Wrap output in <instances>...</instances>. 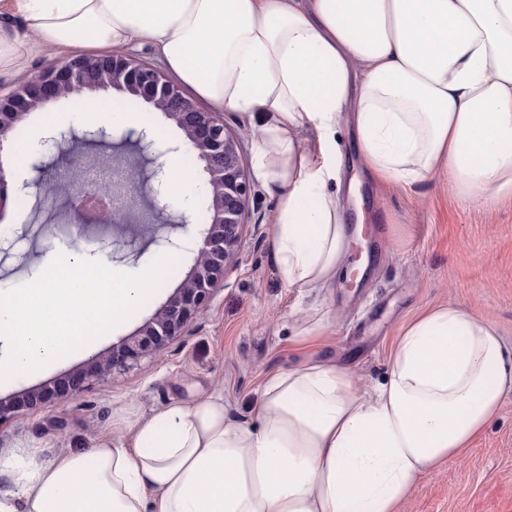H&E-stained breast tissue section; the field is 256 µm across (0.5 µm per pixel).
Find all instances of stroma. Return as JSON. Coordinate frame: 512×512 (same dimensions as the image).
<instances>
[{
    "label": "stroma",
    "mask_w": 512,
    "mask_h": 512,
    "mask_svg": "<svg viewBox=\"0 0 512 512\" xmlns=\"http://www.w3.org/2000/svg\"><path fill=\"white\" fill-rule=\"evenodd\" d=\"M336 141L345 161L341 179L353 184L342 195L347 221L374 228L372 236L349 243L353 272L326 290L288 287L272 247L279 199L254 180L239 256L226 265L223 283L184 335L135 369L92 382L77 397L20 409L0 424V458L12 459L23 474L61 454L90 451L104 438L121 445L129 425L215 390L223 393L231 416L248 423L268 375L309 356L350 370L361 383H375L402 325L448 303L489 320L512 347V198L476 206L451 194L439 176L381 185L364 172L350 127L341 126ZM188 210L191 222L182 228L158 213L147 224H51L45 211L29 215L11 201L0 212V229L19 227L30 217L39 230L20 240L14 257L0 265V290L31 282L44 260L60 253L106 258L114 271L139 272L157 253L153 237H183L208 224L203 200L191 201ZM130 237L140 242L138 258L113 257L109 243ZM192 264V253L180 252L175 273L151 304L93 346L0 385V398L53 385L91 355L134 336ZM322 315L329 316L332 335L298 343L297 332ZM399 512H512V392L470 448L426 474Z\"/></svg>",
    "instance_id": "35a3bbf8"
}]
</instances>
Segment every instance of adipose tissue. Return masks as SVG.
<instances>
[{
    "instance_id": "obj_1",
    "label": "adipose tissue",
    "mask_w": 512,
    "mask_h": 512,
    "mask_svg": "<svg viewBox=\"0 0 512 512\" xmlns=\"http://www.w3.org/2000/svg\"><path fill=\"white\" fill-rule=\"evenodd\" d=\"M133 42L212 111L262 114L254 167L280 199L289 287H329L345 266L340 124L376 181L512 197V0H0V70ZM165 167L170 199L200 193L183 156ZM511 391L512 348L448 304L403 325L376 385L310 359L265 380L248 425L219 395L171 405L126 444L18 476L0 512H396Z\"/></svg>"
}]
</instances>
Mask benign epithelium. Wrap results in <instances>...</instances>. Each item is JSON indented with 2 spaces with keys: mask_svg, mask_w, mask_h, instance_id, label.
<instances>
[{
  "mask_svg": "<svg viewBox=\"0 0 512 512\" xmlns=\"http://www.w3.org/2000/svg\"><path fill=\"white\" fill-rule=\"evenodd\" d=\"M109 88L149 104L172 121L184 137L183 144H174L159 136L150 125L123 132L121 138L134 140L152 164L149 169L144 166L127 169V186L133 191L146 189L158 209L169 210L168 177L161 158L179 152L185 145L203 164L206 173L202 186L210 222L200 232L191 273L137 335L112 347L107 355H93L86 368L60 378L50 388L28 391L17 400L0 399V424L20 407L45 406L62 397L76 396L90 382L125 373L138 366L143 358L161 353L171 339L182 335L206 309L217 283L224 279V267L239 251L251 195L239 138L226 132L224 118L219 113L200 107L157 66L132 54L53 59L39 74L7 92L0 91V145L20 122L46 105L68 98L75 90ZM74 136L76 130L69 128L53 131L44 139L43 146L53 148V163L69 153ZM29 166L36 178L24 187L33 189L35 205L42 204L49 196H63L70 203L75 201L73 192L62 182L44 179L48 163L41 161V150L33 152Z\"/></svg>",
  "mask_w": 512,
  "mask_h": 512,
  "instance_id": "benign-epithelium-1",
  "label": "benign epithelium"
}]
</instances>
